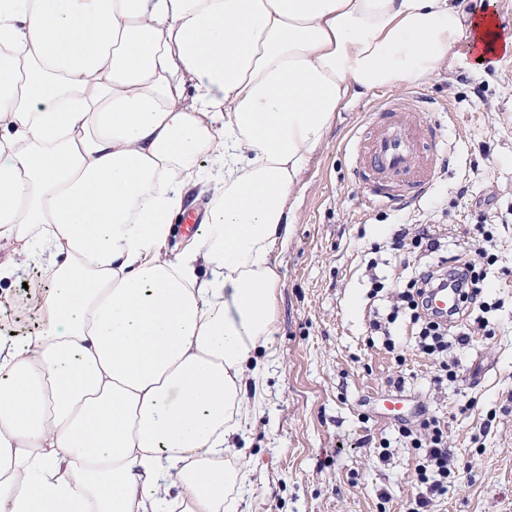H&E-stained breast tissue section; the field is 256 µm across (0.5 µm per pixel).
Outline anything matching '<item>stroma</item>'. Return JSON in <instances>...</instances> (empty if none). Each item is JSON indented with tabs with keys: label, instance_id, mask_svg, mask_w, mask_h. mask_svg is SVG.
<instances>
[{
	"label": "stroma",
	"instance_id": "1",
	"mask_svg": "<svg viewBox=\"0 0 512 512\" xmlns=\"http://www.w3.org/2000/svg\"><path fill=\"white\" fill-rule=\"evenodd\" d=\"M454 53L451 71L414 86L433 101L450 154L422 199L368 205L352 174L348 139L394 90L337 112L303 177L277 256L275 354L242 450L245 512H410L420 457L400 429L425 420L440 425L459 468L428 512H512V58L480 71L468 41ZM480 224L494 227L490 264ZM424 226L438 252L393 248L398 233ZM457 257L476 264L491 306L468 344L420 354L404 311L389 335L373 330L399 287ZM445 359L454 381L439 378Z\"/></svg>",
	"mask_w": 512,
	"mask_h": 512
}]
</instances>
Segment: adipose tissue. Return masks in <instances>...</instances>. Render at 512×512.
I'll use <instances>...</instances> for the list:
<instances>
[{
	"mask_svg": "<svg viewBox=\"0 0 512 512\" xmlns=\"http://www.w3.org/2000/svg\"><path fill=\"white\" fill-rule=\"evenodd\" d=\"M463 38L512 55L490 0H0V282L48 278L0 337V512H240L302 177Z\"/></svg>",
	"mask_w": 512,
	"mask_h": 512,
	"instance_id": "adipose-tissue-1",
	"label": "adipose tissue"
}]
</instances>
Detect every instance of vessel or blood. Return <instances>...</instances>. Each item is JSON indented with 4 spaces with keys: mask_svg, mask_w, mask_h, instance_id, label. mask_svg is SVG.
Listing matches in <instances>:
<instances>
[{
    "mask_svg": "<svg viewBox=\"0 0 512 512\" xmlns=\"http://www.w3.org/2000/svg\"><path fill=\"white\" fill-rule=\"evenodd\" d=\"M425 97L417 92L388 102L372 113L353 144L357 161L353 175L374 204L402 206L421 198L447 162V150L437 125L427 115ZM461 303L456 286L428 293L434 315L447 319Z\"/></svg>",
    "mask_w": 512,
    "mask_h": 512,
    "instance_id": "obj_1",
    "label": "vessel or blood"
}]
</instances>
